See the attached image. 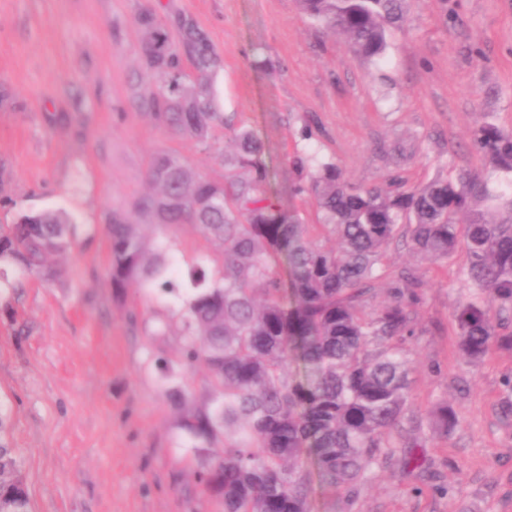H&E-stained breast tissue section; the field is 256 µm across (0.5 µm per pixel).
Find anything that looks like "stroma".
I'll return each mask as SVG.
<instances>
[{"mask_svg":"<svg viewBox=\"0 0 512 512\" xmlns=\"http://www.w3.org/2000/svg\"><path fill=\"white\" fill-rule=\"evenodd\" d=\"M154 13L179 40L181 18L220 60L213 86L231 145L253 131L263 191L315 224L296 192L295 155L318 150L364 187L407 186L484 168L468 135L484 121L512 132V0H408L378 71L344 37L316 29L296 0H0V224L21 212L66 211L74 245L54 280L0 292V432L13 448L30 512H218L196 484L197 460L162 387L184 345L178 306L108 284L106 213L149 189L159 150L220 181L227 166L154 125L140 106L152 85L137 16ZM387 273L418 266L431 286L418 309L414 414L391 455L349 493L348 512H512V350L468 366L454 314L473 288L465 253L440 262L392 245ZM444 399L460 425L431 436ZM416 455L425 478L404 459Z\"/></svg>","mask_w":512,"mask_h":512,"instance_id":"1","label":"stroma"}]
</instances>
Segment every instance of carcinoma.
I'll use <instances>...</instances> for the list:
<instances>
[{
	"mask_svg": "<svg viewBox=\"0 0 512 512\" xmlns=\"http://www.w3.org/2000/svg\"><path fill=\"white\" fill-rule=\"evenodd\" d=\"M406 2L297 0L304 15L345 36L375 68L385 60L390 28L404 21ZM137 23L140 58L156 80L141 97L147 116L214 150L232 174L225 183L211 181L180 155L156 152L147 171L152 192L107 215L112 294L136 288L149 298L160 290L181 300L179 364L203 366L209 388L197 402L172 369L164 392L193 441L196 481L221 512H309L315 479L343 512L346 494L371 477L411 411L413 360L403 340L414 334L413 314L429 283L403 268L392 282L393 300L365 312L393 242L430 261L466 254L464 275L477 297L455 314L465 363L512 349V333H498L496 323L500 313H512V133L489 121L472 131L488 174L460 173L412 189L397 179L391 191L356 187L339 166L306 153L294 162L295 190L313 196L321 223L304 224L260 190L267 171L250 130L240 129L235 152L224 156L215 137L224 113L212 88L219 61L207 35L185 21L177 44L154 14H140ZM184 55L194 84L185 81ZM132 212L157 226L191 225L213 254L189 268L187 284L177 282L170 242L146 234ZM331 237L334 247L326 245ZM72 240L61 211H30L0 225V289L15 287L11 271L53 278L49 258ZM280 259L285 278L275 270ZM428 416L434 437H448L459 423L445 401ZM0 500L12 512H28L17 461L2 444Z\"/></svg>",
	"mask_w": 512,
	"mask_h": 512,
	"instance_id": "cac0c4a2",
	"label": "carcinoma"
}]
</instances>
